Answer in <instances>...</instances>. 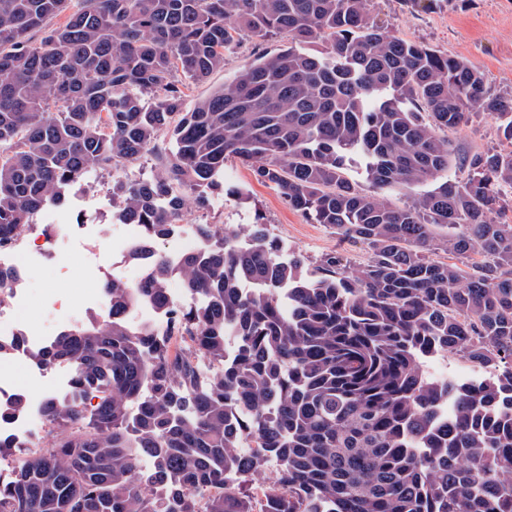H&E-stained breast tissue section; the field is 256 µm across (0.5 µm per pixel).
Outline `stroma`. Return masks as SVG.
<instances>
[{
    "mask_svg": "<svg viewBox=\"0 0 512 512\" xmlns=\"http://www.w3.org/2000/svg\"><path fill=\"white\" fill-rule=\"evenodd\" d=\"M371 10L379 25L392 34L425 44L451 56L467 59L485 76L492 91L512 93V0H420L413 7L405 0H371ZM287 44L279 36H245L226 56L224 67L205 80L192 84L190 100L205 97L245 62L258 55H274ZM459 157L465 158L491 149L507 147L494 116L478 114L452 132ZM154 158H147L116 169L114 174L89 175L87 195L104 199L102 223L112 221L110 186L113 177L126 180L148 178L157 170ZM225 195L215 197L208 213L187 208L184 217L194 224L209 222L232 233L240 227L263 221L278 238L283 258L301 254L316 261L327 253H339L351 267H359L367 258L359 244L340 239L320 224L309 223L300 213L288 208L275 189L257 182L249 168L230 159L224 163ZM25 284L45 293L75 295L80 283L79 268L61 275L45 264L23 273Z\"/></svg>",
    "mask_w": 512,
    "mask_h": 512,
    "instance_id": "35a3bbf8",
    "label": "stroma"
}]
</instances>
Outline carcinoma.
<instances>
[{"mask_svg": "<svg viewBox=\"0 0 512 512\" xmlns=\"http://www.w3.org/2000/svg\"><path fill=\"white\" fill-rule=\"evenodd\" d=\"M245 33L288 46L187 104ZM482 112L512 142V94L390 34L370 0H0V243L88 174L159 160L112 181L145 275L29 351L71 367V395L46 402L58 438L0 484V512H512V222L491 218L512 149L472 156L460 180L448 138ZM230 158L367 262L285 261L262 223L198 224L201 250L171 266L154 244L180 189L208 210ZM353 162L379 190L432 189L394 207L346 178ZM175 274L202 304H176ZM144 299L172 314L168 333L127 323ZM448 352L477 376H435L426 361ZM200 356L219 364L205 389ZM268 453L281 468L258 509L224 477L262 472Z\"/></svg>", "mask_w": 512, "mask_h": 512, "instance_id": "1", "label": "carcinoma"}]
</instances>
